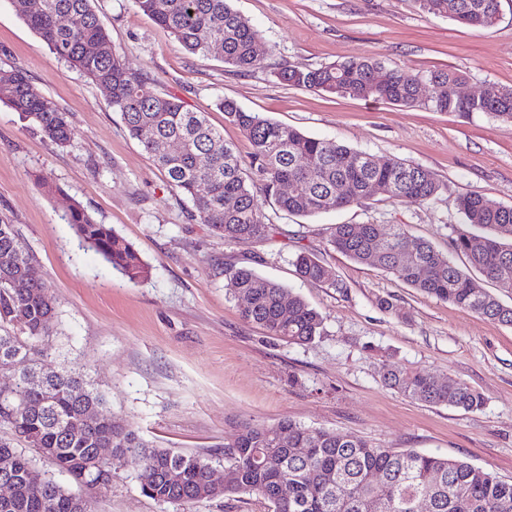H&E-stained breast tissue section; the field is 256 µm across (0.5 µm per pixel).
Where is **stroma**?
I'll return each instance as SVG.
<instances>
[{
  "mask_svg": "<svg viewBox=\"0 0 512 512\" xmlns=\"http://www.w3.org/2000/svg\"><path fill=\"white\" fill-rule=\"evenodd\" d=\"M261 33L246 72L185 53L132 0H94L112 45L127 65L211 123L241 156L250 145L225 123L220 99L303 133L377 158L396 156L433 171L439 193L423 203L381 196L367 206L315 217L264 214L280 224L274 240L226 241L191 215L119 117L105 92L68 68L24 23L20 0H0V68L25 71L68 112L70 146L0 104V220L13 224L36 277L55 302L58 344L80 357L105 390L106 407L145 441L223 455L238 425L281 419L467 460L512 481V327L416 291L375 264H357L329 245L337 224H402L450 254L461 224L455 201L479 192L512 205V125L476 113L337 97L288 86L281 68H318L370 55L391 68L460 73L462 92L512 87V0L500 19L472 30L426 13L420 0H234ZM81 202L149 265L133 284L84 247L64 214ZM315 253L342 288L301 281L291 257ZM247 265L301 295L323 317L307 345L268 336L245 322L224 269ZM462 382L485 398L467 412L408 399L382 378V360ZM93 512H260L241 499L161 505L115 466L112 486L89 492Z\"/></svg>",
  "mask_w": 512,
  "mask_h": 512,
  "instance_id": "35a3bbf8",
  "label": "stroma"
}]
</instances>
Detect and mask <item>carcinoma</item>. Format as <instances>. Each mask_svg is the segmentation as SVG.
I'll return each mask as SVG.
<instances>
[{"label":"carcinoma","instance_id":"1","mask_svg":"<svg viewBox=\"0 0 512 512\" xmlns=\"http://www.w3.org/2000/svg\"><path fill=\"white\" fill-rule=\"evenodd\" d=\"M138 11L167 29L188 54L217 57L240 71L257 57L259 30L233 8L231 0H133ZM424 11L481 30L499 18L501 0H421ZM77 17L73 24L68 18ZM23 20L50 51L98 87L131 138L164 172L169 185L191 204L195 216L226 240L264 241L280 227L258 207V197L274 201L286 216L310 217L348 207H363L375 196L423 203L440 190L427 168L374 156L309 136L274 122L236 101L219 102L224 120L248 139L251 152L243 160L236 146L209 122L207 113L185 107L174 95L158 89V81L130 69L112 46L93 0H25ZM95 46L89 52L87 47ZM278 77L285 84L328 95L384 101L406 107L425 106L460 116L483 113L512 125V88L492 87L481 101L464 104L452 93L462 77L436 70L424 76L394 69L381 61L351 56L319 68L293 66ZM439 81V95L424 103L417 87ZM0 102L20 119L37 127L57 147L71 145L73 128L67 113L19 70L0 69ZM293 184L280 192L282 181ZM462 227L453 248L466 255L503 295H512V206L489 205L478 192L456 199ZM80 239L112 268L137 283L149 267L136 249L111 225L101 224L78 202L67 217ZM478 245H473V242ZM337 252L356 263H375L421 293L450 302L489 320L512 327V306L482 288L448 255L415 237L402 224H337L329 240ZM31 265L14 226L0 223V372L15 376L14 388L0 391V425L49 459L70 482L81 480L112 486V462L90 463L91 450L112 448L119 463L130 467L141 492L160 504L188 505L204 499L247 496L263 512H512V482H505L469 462L414 449L382 448L370 440L290 420L273 425H240L224 445V459L193 452L157 448L143 441L117 416L79 433L67 428L90 405L103 410L105 395L88 373L58 361L53 344L56 305L38 280L28 277ZM292 265L306 282L342 284L326 277V266L311 252L295 253ZM224 279L240 301L244 320L269 335L297 345L320 335L322 316L300 295L262 277L247 266H227ZM35 366L44 387L30 385L26 369ZM384 383L412 400L476 411L483 395L468 385L441 382L421 370L385 363ZM288 433V443L281 435ZM0 451L11 453L16 467V507L0 512H91L90 502L50 476L32 487L23 480L33 460L0 438ZM224 463L236 474L224 491L208 483L209 468ZM170 469L182 473V484L170 485ZM380 474L377 481L371 474ZM288 485V495L281 487Z\"/></svg>","mask_w":512,"mask_h":512}]
</instances>
